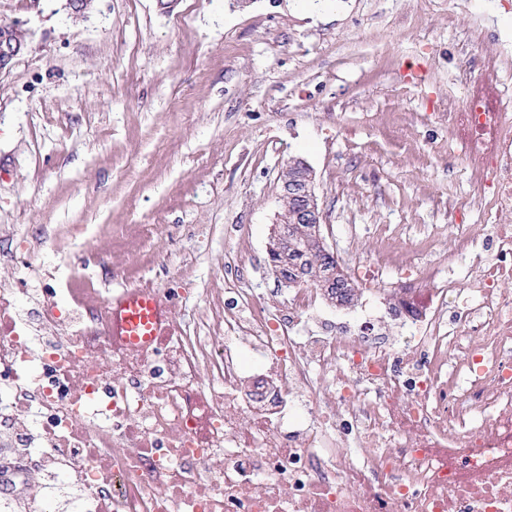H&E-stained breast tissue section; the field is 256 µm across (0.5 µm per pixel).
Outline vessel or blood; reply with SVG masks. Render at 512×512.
Wrapping results in <instances>:
<instances>
[{"mask_svg":"<svg viewBox=\"0 0 512 512\" xmlns=\"http://www.w3.org/2000/svg\"><path fill=\"white\" fill-rule=\"evenodd\" d=\"M112 333L125 341L149 345L162 331L167 309L149 289L130 288L112 299Z\"/></svg>","mask_w":512,"mask_h":512,"instance_id":"b4317fda","label":"vessel or blood"}]
</instances>
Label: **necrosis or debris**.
I'll return each instance as SVG.
<instances>
[{"mask_svg":"<svg viewBox=\"0 0 512 512\" xmlns=\"http://www.w3.org/2000/svg\"><path fill=\"white\" fill-rule=\"evenodd\" d=\"M512 37L448 110V141L480 196L452 205L457 271L427 261L398 302L405 345L378 339L373 302L334 322L324 289L270 304L224 269L234 304L198 292L202 333L170 320L147 347L112 334L115 266L45 269L0 246V512H512ZM485 226L474 236L468 225ZM364 269L407 273L387 225Z\"/></svg>","mask_w":512,"mask_h":512,"instance_id":"obj_1","label":"necrosis or debris"}]
</instances>
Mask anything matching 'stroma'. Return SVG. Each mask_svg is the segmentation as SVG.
Returning <instances> with one entry per match:
<instances>
[{
	"mask_svg": "<svg viewBox=\"0 0 512 512\" xmlns=\"http://www.w3.org/2000/svg\"><path fill=\"white\" fill-rule=\"evenodd\" d=\"M0 0L27 46L0 71V237L46 236L48 265L71 258L73 225L112 261L141 258V283L224 288V262L282 302L265 246L278 171L292 157L315 190L338 261L368 263L372 225L410 249L448 203L478 201L448 146L443 113L476 61L512 34V0ZM156 225L148 240L133 227ZM358 236L347 246L341 225Z\"/></svg>",
	"mask_w": 512,
	"mask_h": 512,
	"instance_id": "35a3bbf8",
	"label": "stroma"
}]
</instances>
